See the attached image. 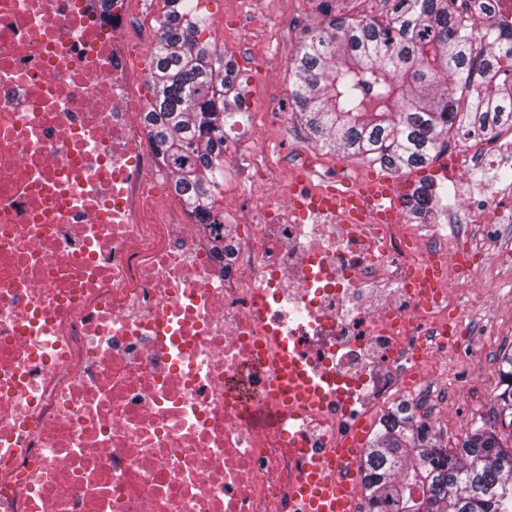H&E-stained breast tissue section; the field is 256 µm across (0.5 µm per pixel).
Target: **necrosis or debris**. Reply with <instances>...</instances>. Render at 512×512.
I'll return each mask as SVG.
<instances>
[{"mask_svg":"<svg viewBox=\"0 0 512 512\" xmlns=\"http://www.w3.org/2000/svg\"><path fill=\"white\" fill-rule=\"evenodd\" d=\"M132 0H0V512H299L301 450L321 452L414 393L468 325L449 285L465 235L424 246L398 221L325 206L344 170L225 230L154 201L165 173L140 119ZM287 349L311 408L264 420Z\"/></svg>","mask_w":512,"mask_h":512,"instance_id":"1","label":"necrosis or debris"}]
</instances>
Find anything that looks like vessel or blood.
<instances>
[{
  "label": "vessel or blood",
  "instance_id": "1",
  "mask_svg": "<svg viewBox=\"0 0 512 512\" xmlns=\"http://www.w3.org/2000/svg\"><path fill=\"white\" fill-rule=\"evenodd\" d=\"M338 211L356 222L370 217L396 220V187L392 180L377 178L354 191H336L332 197ZM273 395H287L289 404L306 406L312 395L299 378L294 364L281 354L272 355ZM362 439H355L335 454L303 461L302 474L294 490L306 512H354L361 458Z\"/></svg>",
  "mask_w": 512,
  "mask_h": 512
}]
</instances>
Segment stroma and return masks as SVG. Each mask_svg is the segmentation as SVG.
Returning <instances> with one entry per match:
<instances>
[{
	"label": "stroma",
	"mask_w": 512,
	"mask_h": 512,
	"mask_svg": "<svg viewBox=\"0 0 512 512\" xmlns=\"http://www.w3.org/2000/svg\"><path fill=\"white\" fill-rule=\"evenodd\" d=\"M209 16L213 40L238 70L247 105L236 128L241 140L224 167L220 202L225 223L242 221L244 203L284 200L288 174L303 153L317 154L323 169H346L357 183L389 178L401 198L411 194L423 179L436 176L438 165L434 162L420 170L395 172L366 157L348 158L318 148L307 138L290 96L294 79L288 64L309 31L322 23L311 0H225L224 9L210 11ZM486 146V140L476 136L449 138V150L466 165L463 176L457 186L446 187L430 220L412 224L417 237L434 244L444 242L450 233L470 231L487 254L479 289L456 286L451 294L463 308L472 332L462 347L435 360L434 378L423 385V397L412 405L415 416L429 424L445 448L457 447L474 425L492 428L502 445L512 448V427L498 418L496 403L502 390L500 352L512 348V266L498 263L496 256L512 248V223L489 230L463 224L468 197L486 184H494L504 200H512V175L486 155ZM259 151L275 161L276 181L246 178L248 156Z\"/></svg>",
	"instance_id": "obj_1"
}]
</instances>
